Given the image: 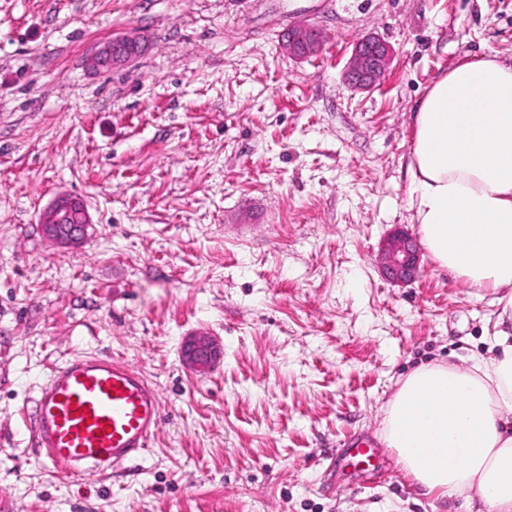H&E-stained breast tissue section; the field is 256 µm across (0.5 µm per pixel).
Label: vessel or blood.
I'll use <instances>...</instances> for the list:
<instances>
[{"label":"vessel or blood","instance_id":"obj_1","mask_svg":"<svg viewBox=\"0 0 512 512\" xmlns=\"http://www.w3.org/2000/svg\"><path fill=\"white\" fill-rule=\"evenodd\" d=\"M30 423L36 448L54 468L103 475L145 454L162 423V397L133 365L74 354L50 367Z\"/></svg>","mask_w":512,"mask_h":512}]
</instances>
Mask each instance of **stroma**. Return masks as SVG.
I'll list each match as a JSON object with an SVG mask.
<instances>
[{
	"instance_id": "35a3bbf8",
	"label": "stroma",
	"mask_w": 512,
	"mask_h": 512,
	"mask_svg": "<svg viewBox=\"0 0 512 512\" xmlns=\"http://www.w3.org/2000/svg\"><path fill=\"white\" fill-rule=\"evenodd\" d=\"M0 0V496L15 512H465L423 495L381 441L384 407L419 363L470 366L493 293L421 253L400 286L382 241L416 233L413 112L469 56L512 62V0ZM307 20L321 50L281 36ZM137 29L134 62L86 71ZM394 58L348 89L354 43ZM93 227L44 238L59 195ZM221 354L183 363L193 334ZM73 352L139 368L162 396L145 455L111 474L49 468L30 408ZM370 441L379 463L343 455ZM321 45V32L310 24L291 26L283 35V47L288 55L295 59H303L317 53Z\"/></svg>"
}]
</instances>
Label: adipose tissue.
<instances>
[{"instance_id": "ef3b65f1", "label": "adipose tissue", "mask_w": 512, "mask_h": 512, "mask_svg": "<svg viewBox=\"0 0 512 512\" xmlns=\"http://www.w3.org/2000/svg\"><path fill=\"white\" fill-rule=\"evenodd\" d=\"M408 209L433 260L498 292L487 356L427 364L389 401L383 440L425 494L512 512V63L466 58L414 115Z\"/></svg>"}]
</instances>
